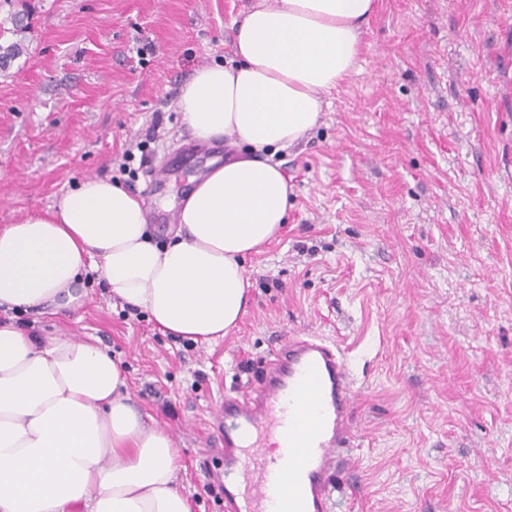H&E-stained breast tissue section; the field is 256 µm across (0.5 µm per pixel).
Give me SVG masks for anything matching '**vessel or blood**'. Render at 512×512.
Masks as SVG:
<instances>
[{
    "instance_id": "obj_1",
    "label": "vessel or blood",
    "mask_w": 512,
    "mask_h": 512,
    "mask_svg": "<svg viewBox=\"0 0 512 512\" xmlns=\"http://www.w3.org/2000/svg\"><path fill=\"white\" fill-rule=\"evenodd\" d=\"M354 397L336 344L316 336L281 339L263 379L224 394L214 414L226 512H334L339 462L353 438ZM303 401L313 419L303 446L263 455L265 437L292 434Z\"/></svg>"
}]
</instances>
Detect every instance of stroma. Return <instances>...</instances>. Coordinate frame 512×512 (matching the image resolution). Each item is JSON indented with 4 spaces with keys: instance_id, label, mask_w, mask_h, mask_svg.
<instances>
[{
    "instance_id": "35a3bbf8",
    "label": "stroma",
    "mask_w": 512,
    "mask_h": 512,
    "mask_svg": "<svg viewBox=\"0 0 512 512\" xmlns=\"http://www.w3.org/2000/svg\"><path fill=\"white\" fill-rule=\"evenodd\" d=\"M254 0H0V226L99 177L145 198L157 243L223 164L178 108L205 66L232 64ZM159 121V142L113 159ZM288 222L244 260L250 300L206 344L163 333L85 277L42 339L106 347L178 450L192 512H224L210 411L276 341L337 342L354 382L353 446L335 512H512V0H377L354 71L318 124L272 157Z\"/></svg>"
}]
</instances>
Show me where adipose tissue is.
Wrapping results in <instances>:
<instances>
[{
    "label": "adipose tissue",
    "instance_id": "ef3b65f1",
    "mask_svg": "<svg viewBox=\"0 0 512 512\" xmlns=\"http://www.w3.org/2000/svg\"><path fill=\"white\" fill-rule=\"evenodd\" d=\"M376 0H256L235 30L239 65L199 69L179 108L226 159L188 195L165 246L142 200L86 178L44 210L0 228V308L58 313L100 271L106 289L166 333L227 335L249 303L246 254L284 226L288 181L265 152L304 139L321 96L347 77ZM176 450L147 425L123 368L94 343H45L0 321V512H191Z\"/></svg>",
    "mask_w": 512,
    "mask_h": 512
}]
</instances>
